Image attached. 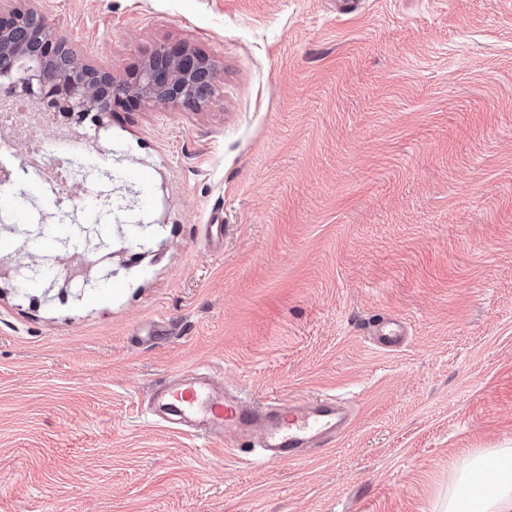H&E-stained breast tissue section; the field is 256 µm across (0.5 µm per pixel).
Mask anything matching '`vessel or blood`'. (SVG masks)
Returning <instances> with one entry per match:
<instances>
[{
	"mask_svg": "<svg viewBox=\"0 0 512 512\" xmlns=\"http://www.w3.org/2000/svg\"><path fill=\"white\" fill-rule=\"evenodd\" d=\"M345 411L339 398L326 396L301 402L274 401L260 407L215 391L212 383L188 377L167 386L158 396L157 413L208 436L260 434L265 462L292 461L306 450L335 440Z\"/></svg>",
	"mask_w": 512,
	"mask_h": 512,
	"instance_id": "1",
	"label": "vessel or blood"
}]
</instances>
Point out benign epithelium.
<instances>
[{
  "instance_id": "7a95c632",
  "label": "benign epithelium",
  "mask_w": 512,
  "mask_h": 512,
  "mask_svg": "<svg viewBox=\"0 0 512 512\" xmlns=\"http://www.w3.org/2000/svg\"><path fill=\"white\" fill-rule=\"evenodd\" d=\"M18 27L40 31L44 42L61 53V66L47 69L26 60L17 71L7 72L8 81H0V95L35 101L44 111L74 126L89 118L100 130L106 127L104 117L114 107L138 102L195 108L201 104L199 87L217 80V63L212 59L201 62L196 50L186 43L161 46L135 76L118 79L111 71L78 59L48 17L33 6L14 7L0 14V55L7 51L20 56L25 53L26 40L15 32Z\"/></svg>"
}]
</instances>
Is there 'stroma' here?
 I'll use <instances>...</instances> for the list:
<instances>
[{
	"mask_svg": "<svg viewBox=\"0 0 512 512\" xmlns=\"http://www.w3.org/2000/svg\"><path fill=\"white\" fill-rule=\"evenodd\" d=\"M33 5L115 76L174 42L220 74L89 138L112 212L0 185V512H437L512 448V0ZM75 266L90 287L44 283ZM192 368L260 405L345 398L350 425L255 464L258 435L152 417Z\"/></svg>",
	"mask_w": 512,
	"mask_h": 512,
	"instance_id": "1",
	"label": "stroma"
}]
</instances>
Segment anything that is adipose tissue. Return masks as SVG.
<instances>
[{
    "mask_svg": "<svg viewBox=\"0 0 512 512\" xmlns=\"http://www.w3.org/2000/svg\"><path fill=\"white\" fill-rule=\"evenodd\" d=\"M440 512H512V448L473 457Z\"/></svg>",
    "mask_w": 512,
    "mask_h": 512,
    "instance_id": "1",
    "label": "adipose tissue"
}]
</instances>
